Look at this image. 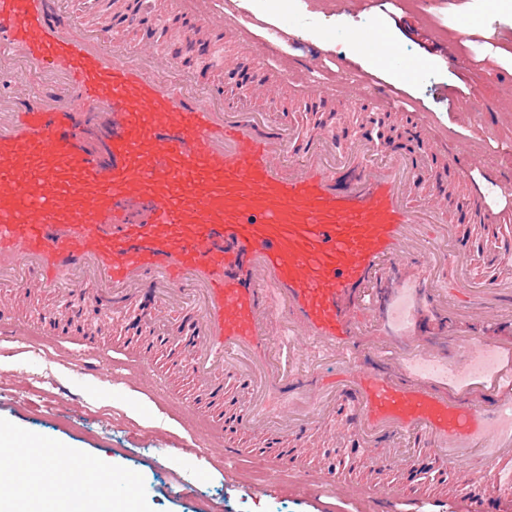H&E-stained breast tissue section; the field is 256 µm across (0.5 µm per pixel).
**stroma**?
<instances>
[{"instance_id": "1", "label": "stroma", "mask_w": 512, "mask_h": 512, "mask_svg": "<svg viewBox=\"0 0 512 512\" xmlns=\"http://www.w3.org/2000/svg\"><path fill=\"white\" fill-rule=\"evenodd\" d=\"M247 15L256 26L253 47L260 46L270 28H285L288 34L280 43L284 56L321 50L332 74L346 63L355 74L393 84L398 65L413 63L405 94L423 105L426 119L448 142L466 144L471 157L462 172H455L438 149L418 148L421 128L405 123L399 113L368 103L344 112L335 100H303L288 86L273 84L278 111L301 119L304 131L336 129L344 148L368 135L362 117L374 113L390 147L418 156L425 170L444 172L440 191L468 240L481 235L468 203L471 194L483 196L494 211L512 209V0H353L346 11L336 0H250ZM155 19L168 27L165 36L156 38V48L175 55L182 67L195 68L176 36L188 20L172 0H157ZM373 19L395 54H361L352 45L350 31L367 29ZM323 35L333 50L322 51ZM452 51L465 56V69L449 67ZM224 59L227 95L254 84L251 49L225 39ZM448 91L459 110H449ZM475 92L494 106L482 116L490 129L486 136L468 120L466 106ZM67 314L71 326L61 328L41 353H33L22 338L0 342V428L66 448L83 457L89 469L117 478L132 476V493L116 495L132 512H457L450 486L421 474V467L432 464L426 457L386 469L360 449L338 448L324 435L307 442L294 470L287 471L264 435L245 433L234 438L241 456L220 460L206 447L198 421L182 407L187 404L218 419L237 412L240 403L230 397L220 406L199 402L186 371V339L169 352L157 345L147 348L151 365L140 371L130 363V352L143 348L130 319L118 318L117 330L93 334L87 326L95 312L84 307ZM91 346L100 356L102 373L74 383L75 362ZM156 373L166 375L174 397L154 391L150 380ZM319 469L335 470L340 480L387 485L390 496L382 505L371 496L339 498L329 485L303 480V472Z\"/></svg>"}]
</instances>
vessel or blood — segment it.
I'll list each match as a JSON object with an SVG mask.
<instances>
[{"label":"vessel or blood","instance_id":"1","mask_svg":"<svg viewBox=\"0 0 512 512\" xmlns=\"http://www.w3.org/2000/svg\"><path fill=\"white\" fill-rule=\"evenodd\" d=\"M139 15L107 21L80 0H0V285L68 289L136 308L193 338L199 391L241 394L212 425L276 444L335 420L384 467L406 437L448 471L512 469V239L482 288L452 249L462 228L411 158L337 152L334 131L299 135L169 54L125 46ZM193 10L186 43L223 68L216 26ZM296 95L389 106L402 90L323 86L320 60L279 66ZM77 495L85 462L53 451Z\"/></svg>","mask_w":512,"mask_h":512}]
</instances>
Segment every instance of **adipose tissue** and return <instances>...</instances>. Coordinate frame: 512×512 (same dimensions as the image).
I'll return each instance as SVG.
<instances>
[{
  "label": "adipose tissue",
  "mask_w": 512,
  "mask_h": 512,
  "mask_svg": "<svg viewBox=\"0 0 512 512\" xmlns=\"http://www.w3.org/2000/svg\"><path fill=\"white\" fill-rule=\"evenodd\" d=\"M6 442V436H0V447L9 453L7 462L0 467V480L9 487L8 494L0 495V512H115L117 504L108 492L86 494L76 510L64 495L45 499L41 488L64 483V471L43 468V454L38 447L10 448Z\"/></svg>",
  "instance_id": "ef3b65f1"
}]
</instances>
